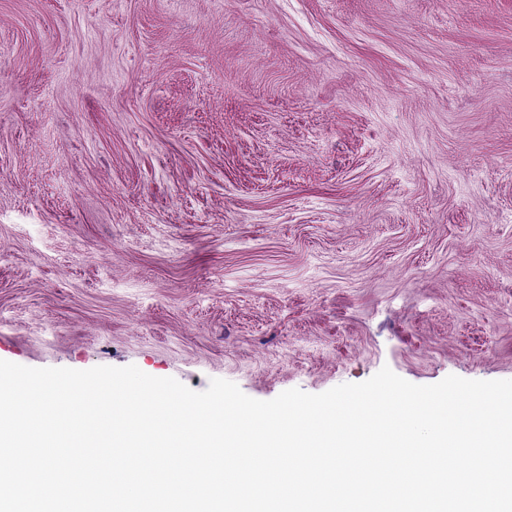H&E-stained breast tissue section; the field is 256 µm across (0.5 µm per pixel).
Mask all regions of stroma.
Instances as JSON below:
<instances>
[{"label":"stroma","instance_id":"1","mask_svg":"<svg viewBox=\"0 0 512 512\" xmlns=\"http://www.w3.org/2000/svg\"><path fill=\"white\" fill-rule=\"evenodd\" d=\"M0 360L512 379V0H0Z\"/></svg>","mask_w":512,"mask_h":512}]
</instances>
